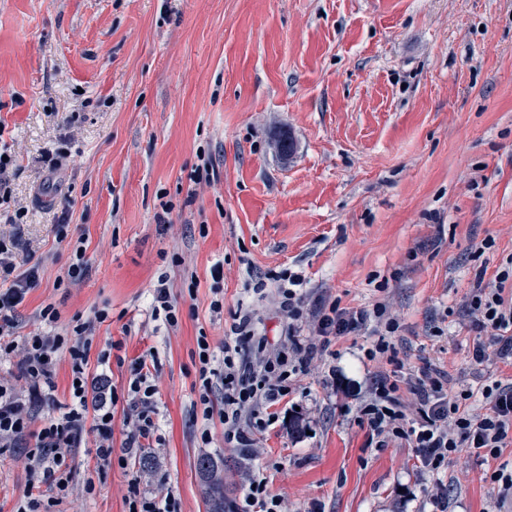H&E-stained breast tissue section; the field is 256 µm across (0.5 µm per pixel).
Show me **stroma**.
<instances>
[{
    "instance_id": "stroma-1",
    "label": "stroma",
    "mask_w": 512,
    "mask_h": 512,
    "mask_svg": "<svg viewBox=\"0 0 512 512\" xmlns=\"http://www.w3.org/2000/svg\"><path fill=\"white\" fill-rule=\"evenodd\" d=\"M0 141L17 152L12 197L29 207L0 233L18 243L17 268L39 265L41 277L14 337L41 332L49 303L61 330L108 309L91 351L118 342L121 358L89 373L119 395L116 449L129 364L155 359L161 445L102 470L85 436L55 512H127L135 473L141 491L208 512L203 455L224 468L226 512H239L252 470L284 512H437L410 449L377 444L356 416L378 370L406 380L428 363L456 388L476 382L464 304L479 267L512 260V0H0ZM60 148L71 158L50 169ZM205 157L214 173L200 181ZM64 218L91 263L69 287ZM289 269L307 279V309L384 304L400 325L396 364L364 359L371 331L332 340L281 402L302 406L309 433L276 422L246 456L215 419L199 448V332L222 348L247 315L281 340L275 288L259 296L249 284ZM161 276L182 311L175 328L151 316ZM504 463L512 443L497 459L454 456L440 473L447 512H500L488 475ZM28 485L23 450L1 449L0 512Z\"/></svg>"
}]
</instances>
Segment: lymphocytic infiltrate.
Masks as SVG:
<instances>
[{"instance_id": "1", "label": "lymphocytic infiltrate", "mask_w": 512, "mask_h": 512, "mask_svg": "<svg viewBox=\"0 0 512 512\" xmlns=\"http://www.w3.org/2000/svg\"><path fill=\"white\" fill-rule=\"evenodd\" d=\"M13 242L0 238V330L13 326L27 294L41 284L38 266L17 270L12 260ZM512 265L497 269L493 277L477 274L467 301L470 328L476 339L471 361L483 365L496 361L512 367ZM302 274L285 275L277 288L279 312L288 332L277 345L256 335L250 317H240L231 331L233 338L215 350L206 333L196 338L194 390L203 420L220 418L224 443L232 448L253 449L257 433L274 420L273 408L291 388V378L305 371L322 350L323 339L341 338L364 329L370 322H384L388 332L398 323L389 318L384 305L350 310L334 304L305 313ZM47 330L16 342L0 337V359L12 358L21 369L19 378L0 375V447L22 448L31 463L29 489L14 512H49L65 498L75 475L67 463L72 449L80 447L86 434L94 436L95 458L100 468L127 467L125 454L112 448L113 406L117 397L107 382L89 383V357L95 327L109 312L94 309L92 317L74 316L65 333H58V310L51 305L39 312ZM310 318L313 334H299V322ZM67 351L72 385L68 402L56 398V362ZM443 372L423 367L408 383L396 376L376 377L371 393L359 407L357 421L371 435L404 441L411 448L416 467L436 474L453 455L467 452L481 459L498 458L512 436V380H487L478 389L447 390ZM409 387L419 401L418 416L407 420L400 396ZM158 388L146 357L132 365L127 389L125 418L127 450L156 441ZM481 400L474 410L473 400ZM42 404L53 414L40 429H33V409ZM52 477L56 495L43 498L40 482Z\"/></svg>"}]
</instances>
